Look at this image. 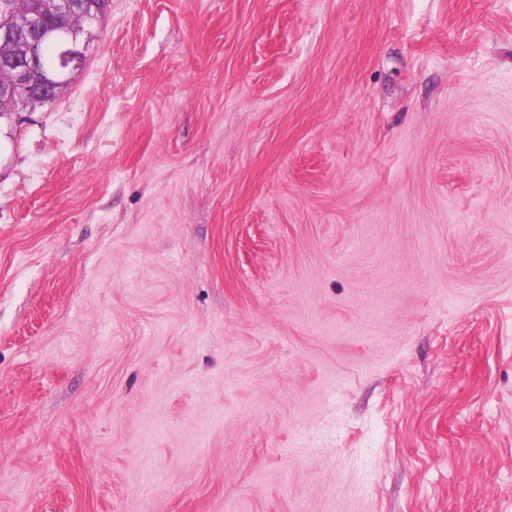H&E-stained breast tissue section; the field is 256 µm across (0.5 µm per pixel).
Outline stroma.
Returning <instances> with one entry per match:
<instances>
[{
    "mask_svg": "<svg viewBox=\"0 0 512 512\" xmlns=\"http://www.w3.org/2000/svg\"><path fill=\"white\" fill-rule=\"evenodd\" d=\"M0 115V512H512V0H110Z\"/></svg>",
    "mask_w": 512,
    "mask_h": 512,
    "instance_id": "obj_1",
    "label": "stroma"
}]
</instances>
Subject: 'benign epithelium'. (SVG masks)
<instances>
[{
	"mask_svg": "<svg viewBox=\"0 0 512 512\" xmlns=\"http://www.w3.org/2000/svg\"><path fill=\"white\" fill-rule=\"evenodd\" d=\"M89 0H57L56 6L62 11L72 9L80 11L91 24L98 20V14L87 9ZM50 42L58 48V60L51 70L40 68L41 47ZM85 60V53L79 47L78 34L68 28L46 29L41 25L29 28L23 54H0V66H6L13 72L12 80L0 86L14 100L17 109L28 106L39 90L50 95H58L67 83V75L79 69Z\"/></svg>",
	"mask_w": 512,
	"mask_h": 512,
	"instance_id": "1",
	"label": "benign epithelium"
}]
</instances>
